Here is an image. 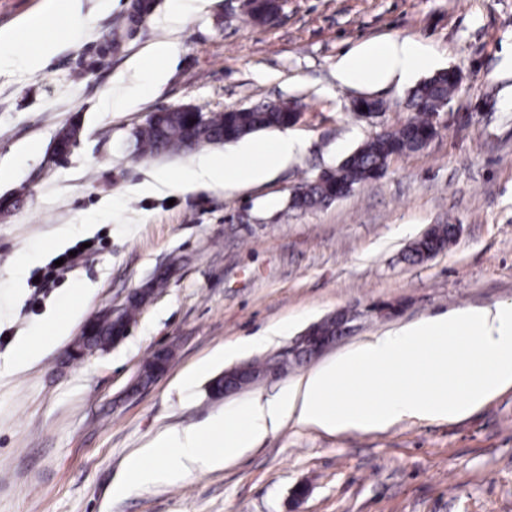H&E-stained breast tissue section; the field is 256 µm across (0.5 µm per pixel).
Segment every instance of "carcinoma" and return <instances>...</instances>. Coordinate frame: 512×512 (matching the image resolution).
Instances as JSON below:
<instances>
[{
    "label": "carcinoma",
    "mask_w": 512,
    "mask_h": 512,
    "mask_svg": "<svg viewBox=\"0 0 512 512\" xmlns=\"http://www.w3.org/2000/svg\"><path fill=\"white\" fill-rule=\"evenodd\" d=\"M459 82L443 69L419 82L409 93L407 107L413 115L364 142L336 168L321 172L299 187L290 208L309 210L327 206L348 195L355 186L380 178L389 162L423 149L437 133L435 116L448 104ZM292 112L286 101L263 102L242 109L204 112L198 108L162 109L151 113L134 134V148L142 157H157L205 145L235 142L256 132L290 126ZM80 125L73 123L58 132L59 154L67 156L77 143ZM454 225L437 224L409 249L406 259L415 263L429 258L434 243L448 238ZM147 293L131 298L115 318H102L97 325L96 345L105 346L121 336L135 321Z\"/></svg>",
    "instance_id": "1"
}]
</instances>
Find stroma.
Returning <instances> with one entry per match:
<instances>
[{
    "instance_id": "1",
    "label": "stroma",
    "mask_w": 512,
    "mask_h": 512,
    "mask_svg": "<svg viewBox=\"0 0 512 512\" xmlns=\"http://www.w3.org/2000/svg\"><path fill=\"white\" fill-rule=\"evenodd\" d=\"M132 0H80L42 67L0 77V512H512V388L459 420L406 419L377 431L328 432L284 421L244 457L174 485L112 488L133 453L171 428L267 399L353 345L469 306L512 305V0H286L271 25L244 0H205L181 22L156 0L144 27L103 52ZM411 37L460 86L422 151L393 159L377 180L332 204L287 206L302 183L336 166L382 128L406 121L410 83L340 86L337 59L362 42ZM175 46L162 90L111 106L131 62ZM385 112L358 117L359 97ZM302 112L289 132L304 149L263 181L185 190L178 181L227 144L139 157L132 134L151 112H205L269 101ZM80 122L67 162L47 167L58 131ZM460 225L448 248L406 261L434 224ZM92 246L51 288L33 270L83 241ZM168 282L115 347L77 360L82 325L38 361L15 347L89 289L85 317L121 304L158 272ZM339 310L355 328L284 376L225 397L208 393L215 350L274 328L246 361L263 360ZM171 344L167 372L130 386L152 352Z\"/></svg>"
}]
</instances>
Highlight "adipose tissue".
<instances>
[{"instance_id": "adipose-tissue-1", "label": "adipose tissue", "mask_w": 512, "mask_h": 512, "mask_svg": "<svg viewBox=\"0 0 512 512\" xmlns=\"http://www.w3.org/2000/svg\"><path fill=\"white\" fill-rule=\"evenodd\" d=\"M33 15L19 31L0 34V76L13 68L43 65L55 44L50 33L62 16H75L79 0ZM41 35L38 49L18 56L15 43ZM422 42L385 38L366 42L336 63V79L346 87L406 82L433 66ZM167 70L134 67L114 94L130 106L159 90ZM301 150L289 134L272 141L246 143L224 159H202L182 180L186 189L244 185L264 179ZM82 313L52 316L40 335L17 348L18 364L36 360L52 343L68 335ZM512 387V306L456 308L419 322L372 336L272 399L253 401L245 410L220 415L201 427L170 430L127 464V477L115 484L122 495L146 483H176L194 471L219 469L253 448L284 419L328 431H372L405 419L453 421L463 418L498 393Z\"/></svg>"}]
</instances>
